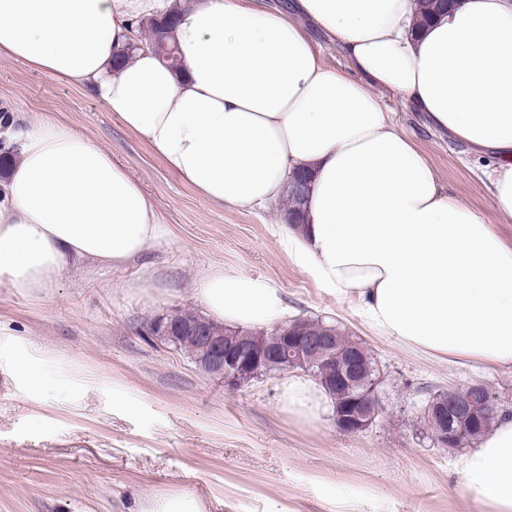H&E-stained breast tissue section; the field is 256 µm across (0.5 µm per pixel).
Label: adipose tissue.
Listing matches in <instances>:
<instances>
[{"label": "adipose tissue", "mask_w": 512, "mask_h": 512, "mask_svg": "<svg viewBox=\"0 0 512 512\" xmlns=\"http://www.w3.org/2000/svg\"><path fill=\"white\" fill-rule=\"evenodd\" d=\"M414 0H0V57L86 83L168 170L210 204L266 209L292 173L310 183L303 222L283 226L297 266L357 302L377 336L451 364L512 367V247L442 185L385 112L396 94L429 127L496 160L494 206L512 222V0H456L429 26ZM178 10L183 66L115 50L138 19ZM315 27L344 51L325 59ZM0 180V279L38 293L71 264H119L159 235L139 182L97 145L38 117L9 136ZM193 288L216 322L262 329L288 313L280 288L214 268ZM283 409L310 424L329 394L303 376ZM463 496L512 512V412L460 462Z\"/></svg>", "instance_id": "obj_1"}]
</instances>
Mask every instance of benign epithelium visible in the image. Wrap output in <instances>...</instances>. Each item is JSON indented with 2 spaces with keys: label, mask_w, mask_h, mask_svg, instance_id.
Returning a JSON list of instances; mask_svg holds the SVG:
<instances>
[{
  "label": "benign epithelium",
  "mask_w": 512,
  "mask_h": 512,
  "mask_svg": "<svg viewBox=\"0 0 512 512\" xmlns=\"http://www.w3.org/2000/svg\"><path fill=\"white\" fill-rule=\"evenodd\" d=\"M153 329L155 336L173 339L188 334L195 336L203 352L200 369L208 375L224 379L231 387L236 386L239 371L245 368L258 369L269 359L288 353L306 367L332 362L326 382L335 386L360 388L358 395L335 411L336 428L340 431H364L382 412L379 379L372 380L369 386L362 385L360 377L364 374V368L357 353L351 349L338 348L327 338L316 339L306 335L300 320L292 331L278 338L264 353L246 344L228 343L224 341L223 335L200 329L191 323L179 324L162 319L153 325ZM492 402L493 397L489 392L478 391V386L473 382L460 387L454 401H435L428 405L432 417L443 429L437 444L445 448L461 446L472 419L484 405Z\"/></svg>",
  "instance_id": "obj_1"
}]
</instances>
